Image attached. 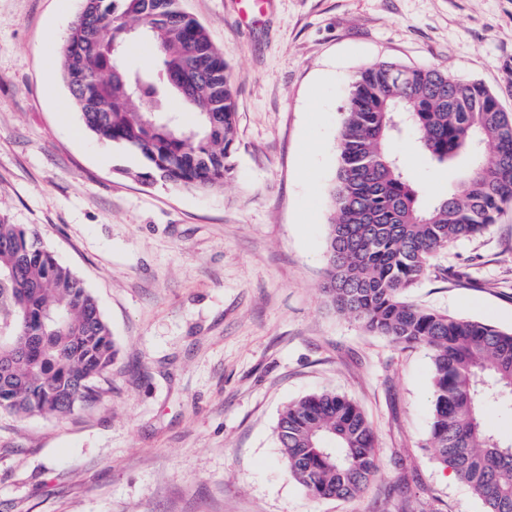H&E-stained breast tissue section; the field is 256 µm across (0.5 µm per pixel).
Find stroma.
<instances>
[{
    "instance_id": "stroma-1",
    "label": "stroma",
    "mask_w": 512,
    "mask_h": 512,
    "mask_svg": "<svg viewBox=\"0 0 512 512\" xmlns=\"http://www.w3.org/2000/svg\"><path fill=\"white\" fill-rule=\"evenodd\" d=\"M83 0H0V219L35 230L96 297L118 353L102 399L0 411V512H484L429 446L431 361L323 291L337 136L354 75L433 66L512 113V0H182L236 88L234 176L208 193L137 181L60 77ZM423 203L460 183L394 143ZM414 303L512 331V207L433 259ZM354 400L378 471L311 497L275 428L302 397Z\"/></svg>"
}]
</instances>
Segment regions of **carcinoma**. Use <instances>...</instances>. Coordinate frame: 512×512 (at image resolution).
I'll return each instance as SVG.
<instances>
[{
	"mask_svg": "<svg viewBox=\"0 0 512 512\" xmlns=\"http://www.w3.org/2000/svg\"><path fill=\"white\" fill-rule=\"evenodd\" d=\"M71 28L61 77L83 78L71 95L85 127L144 160L134 173L207 192L234 171L235 91L229 65L181 0H90ZM149 20L156 59L123 62L112 76V42ZM172 71L184 74L176 86ZM196 114L184 128L170 96ZM409 136L437 166L462 165L460 186L426 205L391 141ZM324 292L367 331L430 353V440L441 462L482 502L512 512V441L485 425L493 405H512V332L424 308L407 299L448 245L485 235L512 207V119L483 84L436 67L376 63L352 80L338 135ZM0 410L63 418L97 402L117 354L94 295L35 233L0 220ZM288 476L315 498H351L378 468L365 413L334 391L287 405L276 426Z\"/></svg>",
	"mask_w": 512,
	"mask_h": 512,
	"instance_id": "carcinoma-1",
	"label": "carcinoma"
}]
</instances>
